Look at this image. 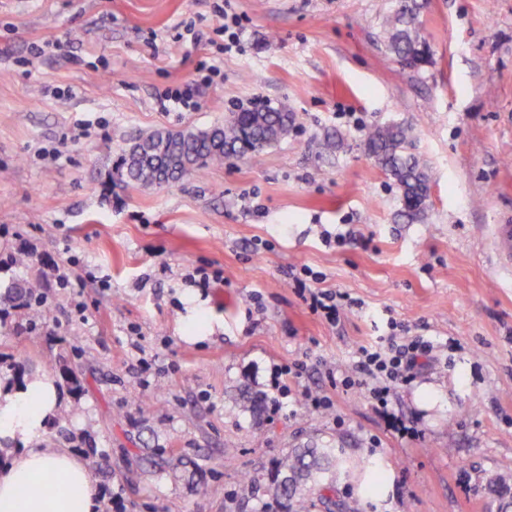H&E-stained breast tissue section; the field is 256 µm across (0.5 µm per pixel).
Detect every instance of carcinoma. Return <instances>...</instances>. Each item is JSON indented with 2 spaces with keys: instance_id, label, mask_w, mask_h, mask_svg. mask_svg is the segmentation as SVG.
<instances>
[{
  "instance_id": "carcinoma-1",
  "label": "carcinoma",
  "mask_w": 512,
  "mask_h": 512,
  "mask_svg": "<svg viewBox=\"0 0 512 512\" xmlns=\"http://www.w3.org/2000/svg\"><path fill=\"white\" fill-rule=\"evenodd\" d=\"M418 0H395L381 25V40L404 65L419 69L428 62L430 46L417 24ZM293 117L282 107L263 106L233 112L222 125L188 132L155 131L131 146L116 167L115 184L162 188L210 166L233 159L243 161L257 150L276 144L288 134ZM365 147L376 164L401 191L400 217L408 222L428 217L430 175L412 151V134L401 123L375 125ZM38 281L26 279L10 286L5 301L29 310L33 319L45 317L35 306ZM347 459L336 448H294L277 462L274 490L294 501L293 512H308L307 488L330 491L323 483L331 472L346 470Z\"/></svg>"
}]
</instances>
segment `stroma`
<instances>
[{
	"instance_id": "stroma-1",
	"label": "stroma",
	"mask_w": 512,
	"mask_h": 512,
	"mask_svg": "<svg viewBox=\"0 0 512 512\" xmlns=\"http://www.w3.org/2000/svg\"><path fill=\"white\" fill-rule=\"evenodd\" d=\"M215 2L0 0V258L39 248L28 266H0V292L70 256L109 281L86 283L83 321L67 290L49 292L41 321L10 308L0 391L59 381L61 418L41 444L95 459L94 484L119 491L125 512L160 500L289 512L275 463L313 444L342 449L351 472L331 504L311 495L310 512H492L489 483L512 478V275L491 238L512 224V0H424L431 57L418 70L377 40L392 0H231L241 51L196 110L161 111L211 51L175 41L173 26L207 40ZM265 104L295 115L279 143L161 189L112 185L138 136ZM392 122L411 127L431 176L427 222L399 219V189L365 148L370 127ZM324 229L351 238L329 246ZM303 265L355 300L336 325L292 287L287 271ZM198 267L222 271L223 287L187 286ZM392 331L435 344L390 406L412 441L388 431L366 389L328 375ZM134 333L161 367L146 387L129 369ZM298 361L297 389L330 394L331 409L239 408L271 367ZM373 462L383 480L369 493Z\"/></svg>"
}]
</instances>
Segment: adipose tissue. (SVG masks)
<instances>
[{
    "label": "adipose tissue",
    "mask_w": 512,
    "mask_h": 512,
    "mask_svg": "<svg viewBox=\"0 0 512 512\" xmlns=\"http://www.w3.org/2000/svg\"><path fill=\"white\" fill-rule=\"evenodd\" d=\"M58 406L59 391L46 376L0 393V437L15 444L0 465V512H97L98 491L78 454L35 441ZM57 476L65 483L52 497L31 494V486L41 479Z\"/></svg>",
    "instance_id": "adipose-tissue-1"
}]
</instances>
